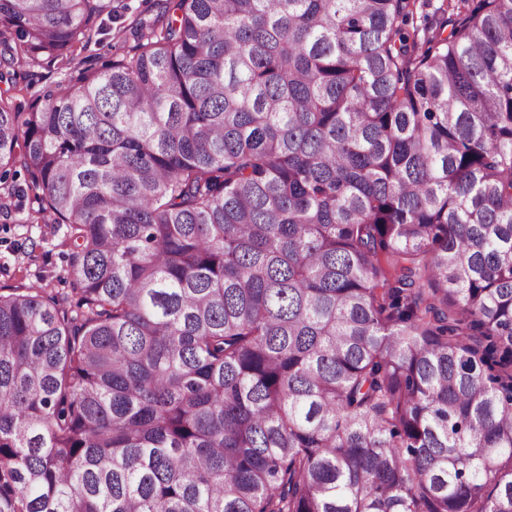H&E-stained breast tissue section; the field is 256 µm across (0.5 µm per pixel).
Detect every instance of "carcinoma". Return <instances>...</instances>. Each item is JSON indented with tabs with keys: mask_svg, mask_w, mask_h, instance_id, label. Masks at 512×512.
Returning a JSON list of instances; mask_svg holds the SVG:
<instances>
[{
	"mask_svg": "<svg viewBox=\"0 0 512 512\" xmlns=\"http://www.w3.org/2000/svg\"><path fill=\"white\" fill-rule=\"evenodd\" d=\"M168 4L25 106L106 6L0 0V512H512V0ZM447 3L448 0H416L414 5L417 16V24L421 23L422 16L424 15L428 17L429 21L433 22L434 20H437L444 15V18H448L449 23L450 20L454 19V16H452V11L449 9L447 12ZM420 16L421 18H419ZM14 204L8 213L0 212V293L34 286L74 303L80 286L68 273L73 244L67 226L54 224L48 214L29 221L39 208L31 192Z\"/></svg>",
	"mask_w": 512,
	"mask_h": 512,
	"instance_id": "carcinoma-1",
	"label": "carcinoma"
}]
</instances>
